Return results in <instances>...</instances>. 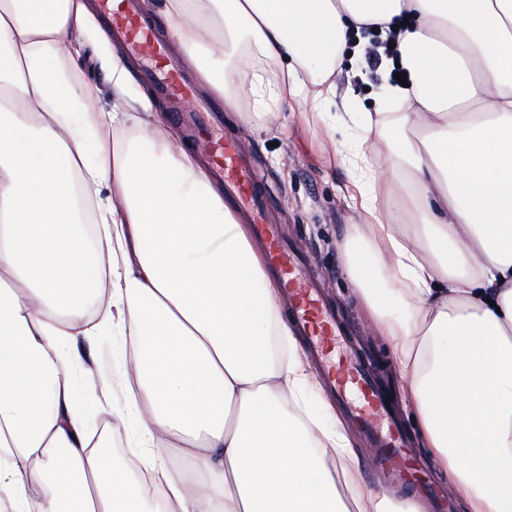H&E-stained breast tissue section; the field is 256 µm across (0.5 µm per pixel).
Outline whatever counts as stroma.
I'll list each match as a JSON object with an SVG mask.
<instances>
[{
  "label": "stroma",
  "instance_id": "obj_1",
  "mask_svg": "<svg viewBox=\"0 0 512 512\" xmlns=\"http://www.w3.org/2000/svg\"><path fill=\"white\" fill-rule=\"evenodd\" d=\"M357 67L361 74L356 83L357 99L347 109L320 114L311 102L302 101L281 112H267L262 104L250 102L239 111L224 110L219 135L254 158L265 188L280 202L274 218L287 244L306 257L320 282L324 302L335 313L342 329V346L370 360L389 355L390 349L386 338L375 330L344 268L341 237L362 221L346 196L358 171L353 164L338 163L333 152L338 149L348 155L358 148L359 114L372 109L368 94L383 88L387 75L383 67L371 66L365 60ZM330 128L336 131L332 145L325 139ZM128 355V348L112 334L93 337L90 353L77 370V390L80 402L94 411L88 423L90 435L113 434L115 456L129 465L134 458L124 442L131 435L130 429L112 431L107 426L113 382ZM386 379L396 418L410 440L422 478L442 484V477L417 439L408 383L393 369Z\"/></svg>",
  "mask_w": 512,
  "mask_h": 512
}]
</instances>
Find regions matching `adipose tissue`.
Wrapping results in <instances>:
<instances>
[{"mask_svg": "<svg viewBox=\"0 0 512 512\" xmlns=\"http://www.w3.org/2000/svg\"><path fill=\"white\" fill-rule=\"evenodd\" d=\"M94 15L0 0V512H422L359 478L248 226L197 151L147 120ZM163 23L235 110H330L359 75L345 57L392 44L403 82L362 122L389 173L357 154L346 269L456 498L512 512V0H164ZM89 49L111 106L77 64ZM247 54L276 72L243 73ZM102 329L131 345L115 415L138 431L132 468L91 446L75 399L78 341Z\"/></svg>", "mask_w": 512, "mask_h": 512, "instance_id": "1", "label": "adipose tissue"}]
</instances>
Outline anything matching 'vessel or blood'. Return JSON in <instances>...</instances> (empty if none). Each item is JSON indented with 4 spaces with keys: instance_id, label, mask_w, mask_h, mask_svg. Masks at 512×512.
I'll return each instance as SVG.
<instances>
[{
    "instance_id": "vessel-or-blood-1",
    "label": "vessel or blood",
    "mask_w": 512,
    "mask_h": 512,
    "mask_svg": "<svg viewBox=\"0 0 512 512\" xmlns=\"http://www.w3.org/2000/svg\"><path fill=\"white\" fill-rule=\"evenodd\" d=\"M101 7L113 32L125 40L129 52L140 60L145 76L158 92L169 98L187 141L208 156L214 177L224 184L226 207L242 223L253 225L267 266L285 289L297 332L304 336L324 381L345 404L376 468L388 485L421 499L431 512H441L443 503L432 488L409 482L405 437L391 417L386 395L378 387L370 366L351 353L345 355L343 365H336L333 352L340 328L323 304L303 260L286 247L279 225L270 220V200L266 191L258 190L259 177L249 158L234 145L220 141L210 120L208 103L200 99L179 69L173 65L160 66L166 46L143 19L139 0H101Z\"/></svg>"
}]
</instances>
